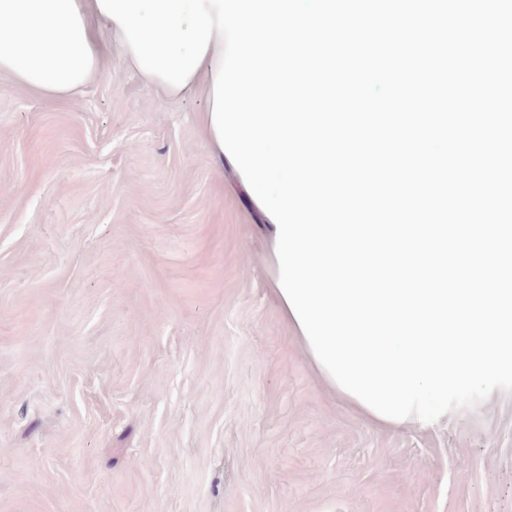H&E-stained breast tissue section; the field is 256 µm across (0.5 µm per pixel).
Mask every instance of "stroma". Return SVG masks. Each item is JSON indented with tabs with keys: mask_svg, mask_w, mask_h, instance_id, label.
Listing matches in <instances>:
<instances>
[{
	"mask_svg": "<svg viewBox=\"0 0 512 512\" xmlns=\"http://www.w3.org/2000/svg\"><path fill=\"white\" fill-rule=\"evenodd\" d=\"M205 100L0 74V512H512V393L420 430L319 375ZM275 264H276V269H275V287L274 288V292H275V295L281 305V308L283 309L284 313L286 314V316L288 317V320L293 324V326L295 327L297 333L299 334V336H297L304 344L307 352L309 353V355L312 357L313 361L315 362L321 376L330 384H332L333 386L336 387V391L341 395L343 396L344 398H346L348 401H350L352 404H354L363 414H365L368 418H370L371 420L377 422V423H380V424H384V425H390V426H399V425H403V424H410V425H416V426H422V424L424 423H420L419 422V419H418V416H417V399L415 401V410H414V413L412 415V412H410L409 416H410V419L408 418L404 423H395V422H391L389 420H385V419H382V418H379L377 416H375L374 413H372L371 410H369V408H365L363 407L362 404H360V402H358L359 400L356 399V397H351L350 395H348L347 393H344L343 391H341V389L339 388L338 384H336L334 378L332 377V374H329L330 376V379L328 377V374L329 372H327V368H324L319 362H317L316 358L313 356L314 354L311 347L309 346L310 342H308V338H305L304 336V333H302L303 331L301 330L302 327H300V324H298L297 322V319H295L290 307H289V303L287 304L286 303V299H284L283 295H282V292L280 291V287L277 285L278 283V278H279V267H280V264L278 265V258L276 257V254H275ZM412 415V416H411ZM418 419V420H417ZM421 424V425H420Z\"/></svg>",
	"mask_w": 512,
	"mask_h": 512,
	"instance_id": "35a3bbf8",
	"label": "stroma"
}]
</instances>
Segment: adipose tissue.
<instances>
[{
  "label": "adipose tissue",
  "mask_w": 512,
  "mask_h": 512,
  "mask_svg": "<svg viewBox=\"0 0 512 512\" xmlns=\"http://www.w3.org/2000/svg\"><path fill=\"white\" fill-rule=\"evenodd\" d=\"M118 49L126 61L134 54L116 22L96 0H0V73L47 97L80 94L101 75L106 51ZM224 48L212 37L204 59L184 88L152 75L148 81L167 97L202 93L213 98L217 60Z\"/></svg>",
  "instance_id": "1"
}]
</instances>
